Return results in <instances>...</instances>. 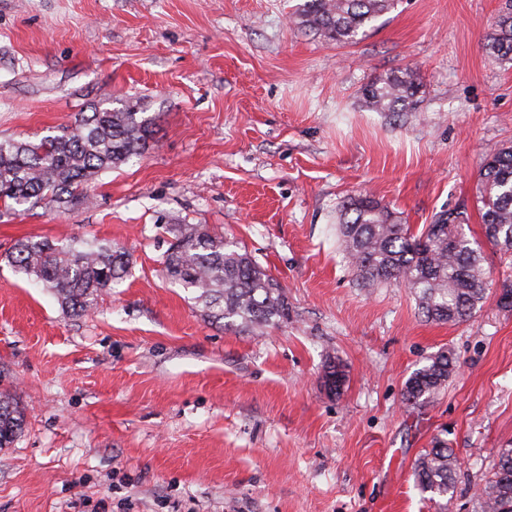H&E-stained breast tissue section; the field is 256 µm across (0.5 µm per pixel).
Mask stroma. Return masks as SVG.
Here are the masks:
<instances>
[{
	"instance_id": "obj_1",
	"label": "stroma",
	"mask_w": 512,
	"mask_h": 512,
	"mask_svg": "<svg viewBox=\"0 0 512 512\" xmlns=\"http://www.w3.org/2000/svg\"><path fill=\"white\" fill-rule=\"evenodd\" d=\"M296 2L0 0L1 140L129 99L158 124L90 204L0 207V393L26 417L0 448V512H438L413 470L439 433L458 460L448 512H481L512 448V260L483 244L482 308L436 324L405 288L357 285L336 222L366 192L414 231L457 209L481 237L486 154L512 145V62L485 50L504 0H401L352 45L298 29ZM406 67L417 111L365 110L361 88ZM170 224L245 247L287 321L253 336L207 319L163 272ZM28 236L117 243L129 272L71 316L5 261ZM442 351L447 386L407 405ZM456 365V358L448 351H442L431 357L427 364L416 369L405 382L403 389L405 401L414 405L433 401L445 387Z\"/></svg>"
}]
</instances>
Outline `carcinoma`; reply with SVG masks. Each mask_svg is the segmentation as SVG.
<instances>
[{
	"mask_svg": "<svg viewBox=\"0 0 512 512\" xmlns=\"http://www.w3.org/2000/svg\"><path fill=\"white\" fill-rule=\"evenodd\" d=\"M400 0H301L294 5V24L329 42L354 44L373 23L396 9ZM512 61V0L502 10L485 44ZM420 82L410 68L387 72L361 90L370 112L417 111ZM154 119L138 101L121 109L99 106L62 134L37 142L0 141V202L14 210L44 204L66 210L90 202L85 185L107 170L143 155L156 143ZM477 199L483 211L485 238L512 255V147L488 152ZM463 215L444 211L415 234L408 224L368 193L349 198L340 214L343 251L358 286L378 288L395 283L413 294L430 322H460L475 314L485 299L482 247L463 231ZM176 242L164 255V272L200 306L204 315L224 327L257 332L288 319V302L277 280L243 247L200 224H171ZM23 278L50 291L62 309L75 317L93 310L102 292L114 288L129 268L127 252L110 242L86 241L77 247L45 237L16 242L7 256ZM453 353L442 351L416 369L404 384L405 401H433L456 369ZM330 393H341L346 375L331 361L324 371ZM24 412L0 394V448L20 436ZM456 471L453 449L441 435L419 458L415 480L422 492L448 497ZM481 512H512V448L499 453L492 479L481 496Z\"/></svg>",
	"mask_w": 512,
	"mask_h": 512,
	"instance_id": "obj_1",
	"label": "carcinoma"
}]
</instances>
